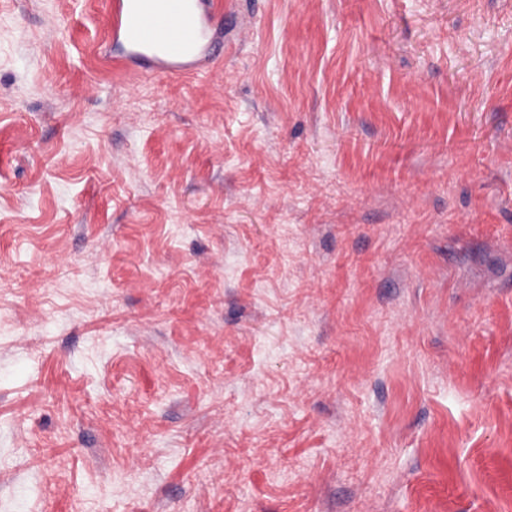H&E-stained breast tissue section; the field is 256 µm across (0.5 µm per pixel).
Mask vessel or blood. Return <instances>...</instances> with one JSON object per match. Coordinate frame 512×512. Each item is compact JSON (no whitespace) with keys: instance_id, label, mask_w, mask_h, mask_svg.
Masks as SVG:
<instances>
[{"instance_id":"obj_1","label":"vessel or blood","mask_w":512,"mask_h":512,"mask_svg":"<svg viewBox=\"0 0 512 512\" xmlns=\"http://www.w3.org/2000/svg\"><path fill=\"white\" fill-rule=\"evenodd\" d=\"M111 24L130 55L183 74L208 52L221 16L212 0H113Z\"/></svg>"}]
</instances>
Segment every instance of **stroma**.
Segmentation results:
<instances>
[{
    "instance_id": "stroma-1",
    "label": "stroma",
    "mask_w": 512,
    "mask_h": 512,
    "mask_svg": "<svg viewBox=\"0 0 512 512\" xmlns=\"http://www.w3.org/2000/svg\"><path fill=\"white\" fill-rule=\"evenodd\" d=\"M0 0V512H512V0ZM112 34L130 55L156 69L192 74L217 38L221 15L204 0H114Z\"/></svg>"
}]
</instances>
